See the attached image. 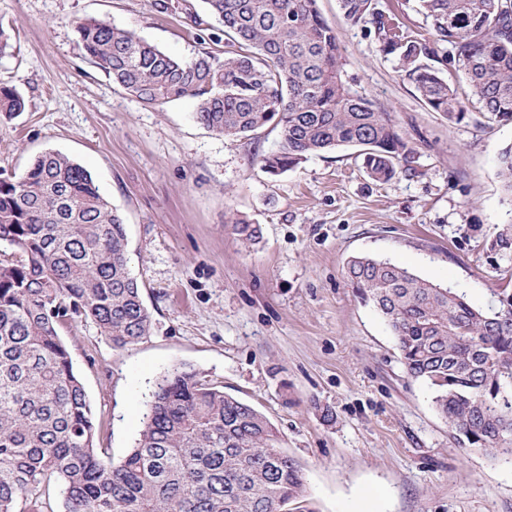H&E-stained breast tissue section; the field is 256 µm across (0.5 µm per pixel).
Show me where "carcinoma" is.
<instances>
[{
	"instance_id": "obj_1",
	"label": "carcinoma",
	"mask_w": 512,
	"mask_h": 512,
	"mask_svg": "<svg viewBox=\"0 0 512 512\" xmlns=\"http://www.w3.org/2000/svg\"><path fill=\"white\" fill-rule=\"evenodd\" d=\"M227 49L171 56L101 18L77 32L90 61L139 102L195 103L215 134L281 126L277 176L307 157L359 147L375 181H389L411 148L389 113L343 81L342 47L317 0H202ZM346 22L368 25L425 105L460 122L458 90L432 63L454 52L489 120H512V0H417L429 32L407 29L377 0H339ZM25 111L0 83V117ZM235 231L254 243L260 228ZM0 512H45L60 487L64 512H280L300 498L297 461L251 405L175 368L156 383L145 427L118 462L94 446L85 388L59 339L61 322L89 319L115 347L147 335L150 314L128 268L125 223L92 174L53 150L16 179H0ZM345 277L396 338L407 375L428 385L464 452L512 460V293L487 308L408 269L355 256Z\"/></svg>"
}]
</instances>
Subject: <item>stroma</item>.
Wrapping results in <instances>:
<instances>
[{
	"instance_id": "stroma-1",
	"label": "stroma",
	"mask_w": 512,
	"mask_h": 512,
	"mask_svg": "<svg viewBox=\"0 0 512 512\" xmlns=\"http://www.w3.org/2000/svg\"><path fill=\"white\" fill-rule=\"evenodd\" d=\"M0 0L12 47L0 81L24 112L0 119V178L52 149L93 175L122 213L129 270L151 316L138 342L97 326L58 327L90 401L95 446L120 460L143 428L157 380L194 370L277 427L301 465L305 512H512V462L456 447L432 393L406 375L396 340L348 284L354 255L389 260L478 306L512 291V193L500 158L512 120H448L420 99L367 28L318 0L341 43L348 87L390 113L413 154L373 181L356 149L309 156L278 176L261 166L282 130L224 137L195 104L138 102L87 60L76 23L104 18L165 52L223 54L193 22L200 0ZM245 216L262 237L234 232Z\"/></svg>"
}]
</instances>
